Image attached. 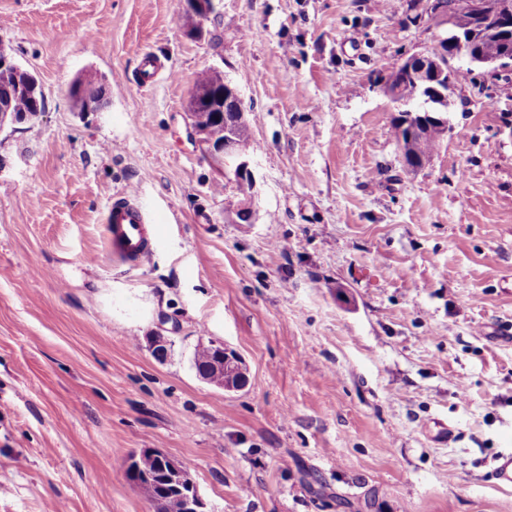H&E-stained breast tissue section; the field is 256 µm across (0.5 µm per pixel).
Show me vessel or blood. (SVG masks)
I'll list each match as a JSON object with an SVG mask.
<instances>
[{"mask_svg": "<svg viewBox=\"0 0 512 512\" xmlns=\"http://www.w3.org/2000/svg\"><path fill=\"white\" fill-rule=\"evenodd\" d=\"M106 220L112 245L120 257L140 264L151 256L148 231L151 217L137 204L134 194L127 192L114 199Z\"/></svg>", "mask_w": 512, "mask_h": 512, "instance_id": "vessel-or-blood-1", "label": "vessel or blood"}]
</instances>
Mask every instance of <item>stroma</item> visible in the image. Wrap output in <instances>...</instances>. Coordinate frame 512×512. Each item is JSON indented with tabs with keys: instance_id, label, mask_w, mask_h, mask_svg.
I'll return each mask as SVG.
<instances>
[{
	"instance_id": "stroma-1",
	"label": "stroma",
	"mask_w": 512,
	"mask_h": 512,
	"mask_svg": "<svg viewBox=\"0 0 512 512\" xmlns=\"http://www.w3.org/2000/svg\"><path fill=\"white\" fill-rule=\"evenodd\" d=\"M185 10L0 0V48L46 99L0 130V512H154L126 474L146 449L208 512H512L490 477L512 448V79L451 87V130L412 170L380 86L437 47L429 14L221 0L194 38ZM209 67L244 101L247 224L190 134ZM90 74L105 111L74 106ZM130 190L159 219L140 265L105 222ZM200 343L246 386L201 380ZM214 353V359L210 363L212 354L210 353L208 345L198 344L196 346L193 354V365L199 376L204 381L222 387L228 391L239 390L243 388L247 384L248 378L245 371L241 369L240 359L235 354H231L225 350L224 346L221 345L214 346ZM239 367L240 371L243 373V376L242 373L239 372L235 378L239 376L242 377L237 378L236 382L234 384L231 383L229 387L225 386L224 381L226 382L227 380V374H231V376H233L235 371H238L237 369ZM224 373H226L225 380Z\"/></svg>"
}]
</instances>
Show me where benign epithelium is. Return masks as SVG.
I'll use <instances>...</instances> for the list:
<instances>
[{"label": "benign epithelium", "mask_w": 512, "mask_h": 512, "mask_svg": "<svg viewBox=\"0 0 512 512\" xmlns=\"http://www.w3.org/2000/svg\"><path fill=\"white\" fill-rule=\"evenodd\" d=\"M218 0H191L188 15L193 20L190 32L200 36L203 34V22L215 13ZM463 12L466 21L461 23L451 14H439L437 24L448 30V65L439 59L415 54L403 63L404 72L422 82L430 96L428 108L433 102L445 97V93L454 85L457 67L453 62H464L470 66H484L486 73L497 76L502 72L512 73V0H463ZM491 37L500 44L498 55L486 58L477 48L479 41ZM210 111L224 120L228 126L246 124L243 102L238 90L226 81H219L204 96ZM430 113L415 114L407 112L403 115L408 143L424 136L428 125L426 118ZM189 128L193 138L199 143L210 165L224 178L230 176H247L254 178L253 162L247 152V142L234 136H228L224 142L215 144L207 139L204 125L199 123L198 113L189 110ZM214 359L210 365L199 373L206 382L225 387L227 390H239L247 384V376L237 378L230 386H225L224 375L235 374L241 367L240 359L225 350L224 346L214 347ZM149 465L163 470L165 480L174 490L181 492L185 500L186 512H204L205 503L197 485L189 477L187 470L180 463L158 450H144L139 456L131 458L127 474L134 477Z\"/></svg>", "instance_id": "1"}]
</instances>
